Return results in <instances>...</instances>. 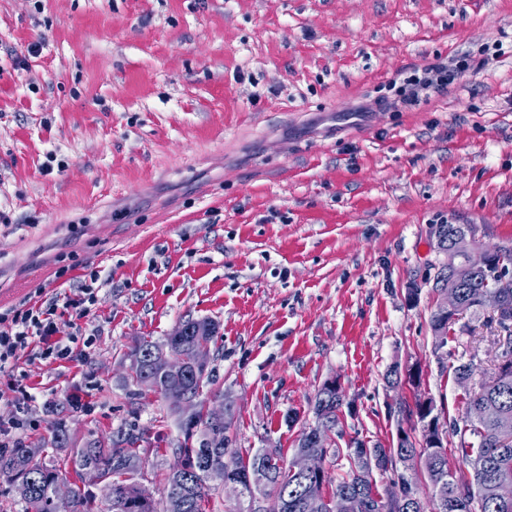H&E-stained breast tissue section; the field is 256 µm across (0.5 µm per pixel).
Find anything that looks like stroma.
Listing matches in <instances>:
<instances>
[{
  "instance_id": "1",
  "label": "stroma",
  "mask_w": 512,
  "mask_h": 512,
  "mask_svg": "<svg viewBox=\"0 0 512 512\" xmlns=\"http://www.w3.org/2000/svg\"><path fill=\"white\" fill-rule=\"evenodd\" d=\"M498 43L419 106L355 110ZM440 216L512 248V0H0V310L105 281L93 351L27 368V445L135 423L161 487L182 430L127 352L191 318L219 325L200 398L231 403L241 456L291 460L332 378L337 448L395 447L419 398L462 420L454 368L493 367L499 325L465 314L436 347Z\"/></svg>"
}]
</instances>
